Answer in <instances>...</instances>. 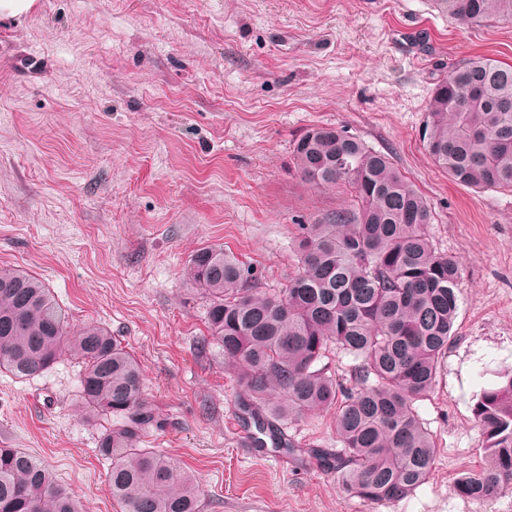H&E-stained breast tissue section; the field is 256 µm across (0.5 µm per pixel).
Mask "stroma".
<instances>
[{"label": "stroma", "mask_w": 512, "mask_h": 512, "mask_svg": "<svg viewBox=\"0 0 512 512\" xmlns=\"http://www.w3.org/2000/svg\"><path fill=\"white\" fill-rule=\"evenodd\" d=\"M472 56L512 65V23L467 27L431 0H39L0 25V265L39 275L73 324L133 351L161 423L143 445L196 475L205 512H512V491L454 486L484 461L480 392L512 371V190L454 184L420 137L435 83ZM315 124L390 153L461 267L457 337L416 403L434 473L392 503L311 462L308 449L339 446L333 411L288 422L296 455L259 452L233 366L198 350L205 301L184 275L197 249L224 246L278 292L300 225L349 202L292 167ZM80 374L67 350L29 379L0 370V446L44 462L83 512H119Z\"/></svg>", "instance_id": "35a3bbf8"}]
</instances>
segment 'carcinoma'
<instances>
[{
    "mask_svg": "<svg viewBox=\"0 0 512 512\" xmlns=\"http://www.w3.org/2000/svg\"><path fill=\"white\" fill-rule=\"evenodd\" d=\"M462 24L512 22V0H434ZM435 165L475 190L512 189V65L476 57L455 64L433 89L422 129ZM292 164L315 189L346 186L349 204L300 225L298 272L288 288L256 292L255 267L218 246L198 249L186 267L191 290L205 298L210 337L237 370L245 406L273 444H293L276 422L336 408L342 448L312 452L358 498L399 501L434 471L435 444L414 403L436 387L455 338L460 268L427 234L432 209L393 163L361 138L312 125L294 141ZM353 355L356 386L320 365L327 346ZM70 346L83 364L82 412L109 421L99 455L121 512H202L196 477L141 447L155 421L144 370L97 323L73 332L39 277L0 265V370L18 378L47 371ZM473 414L484 464L455 488L478 500L512 490V372L479 394ZM0 512H81L79 500L22 448H0Z\"/></svg>",
    "mask_w": 512,
    "mask_h": 512,
    "instance_id": "1",
    "label": "carcinoma"
}]
</instances>
